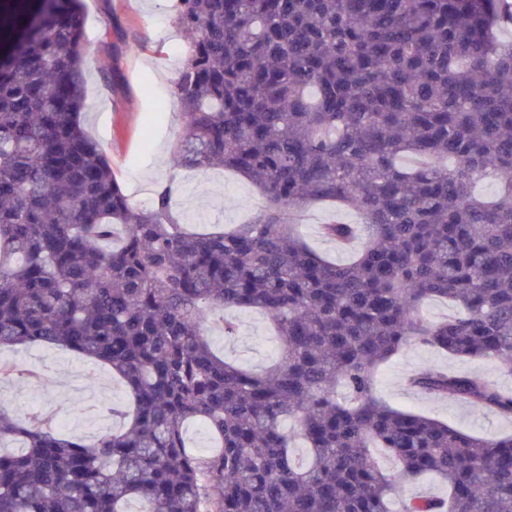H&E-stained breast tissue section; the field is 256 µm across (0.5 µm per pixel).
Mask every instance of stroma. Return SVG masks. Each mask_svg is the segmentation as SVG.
Masks as SVG:
<instances>
[{"instance_id": "35a3bbf8", "label": "stroma", "mask_w": 512, "mask_h": 512, "mask_svg": "<svg viewBox=\"0 0 512 512\" xmlns=\"http://www.w3.org/2000/svg\"><path fill=\"white\" fill-rule=\"evenodd\" d=\"M174 0H83L89 39L86 91L89 106L82 115L88 133L105 149L115 179L127 191L144 186L174 188L173 202L184 223L204 232L249 220L265 202L247 181L224 170L184 171L175 168L173 148L182 130L181 109L171 89L182 60L176 50L180 34L174 24ZM342 220L356 223L358 214L329 202L304 209L301 231L318 253L337 263L353 253L324 240L319 225ZM237 336L213 331L215 348L225 358L252 369L267 365L275 339L266 315L235 312ZM0 360L40 368L28 383L0 380V396L11 408L34 407L54 417L65 433L90 438L100 431L87 395L124 405L123 387L104 366L70 352L31 346L2 349ZM429 366L475 377L493 378L512 390V376L499 374L493 362L461 359L427 345H417L392 359L377 381V391L391 405L448 422L459 430L485 436L512 434V420L453 399L409 389L408 377Z\"/></svg>"}]
</instances>
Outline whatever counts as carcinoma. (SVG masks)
Here are the masks:
<instances>
[{"label": "carcinoma", "instance_id": "1", "mask_svg": "<svg viewBox=\"0 0 512 512\" xmlns=\"http://www.w3.org/2000/svg\"><path fill=\"white\" fill-rule=\"evenodd\" d=\"M500 2L176 0L175 162L231 169L267 202L250 223L198 235L172 186L133 202L82 126V0H0V349L72 351L129 399L110 409L120 427L94 439L36 411L20 423L1 399L0 512H393L423 474L448 496L405 498L401 512H512V434L473 436L376 390L417 344L512 375ZM490 177L496 198L476 195ZM316 200L360 214L321 225L353 261L301 238ZM429 299L457 313L429 322ZM225 309L270 317L275 364L256 372L215 352L208 315ZM0 376L34 373L5 363ZM409 385L512 417L495 380L426 367ZM195 421L212 438L204 452L187 443Z\"/></svg>", "mask_w": 512, "mask_h": 512}]
</instances>
